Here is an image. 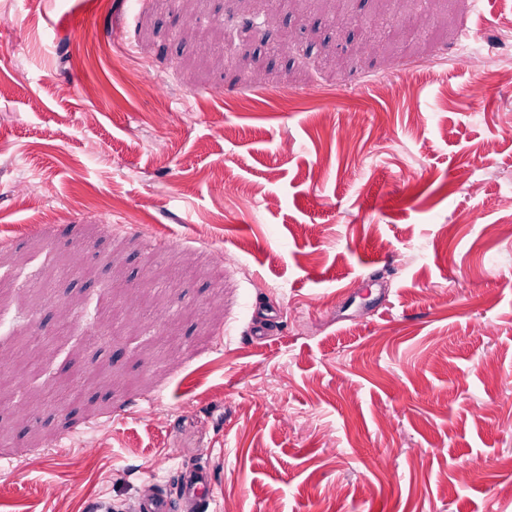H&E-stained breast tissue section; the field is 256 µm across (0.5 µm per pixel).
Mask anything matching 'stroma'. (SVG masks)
<instances>
[{
  "label": "stroma",
  "instance_id": "35a3bbf8",
  "mask_svg": "<svg viewBox=\"0 0 512 512\" xmlns=\"http://www.w3.org/2000/svg\"><path fill=\"white\" fill-rule=\"evenodd\" d=\"M511 19L0 0V512H512ZM211 473L208 468H196L189 473L181 472V500L189 510H204L202 505L209 500Z\"/></svg>",
  "mask_w": 512,
  "mask_h": 512
}]
</instances>
